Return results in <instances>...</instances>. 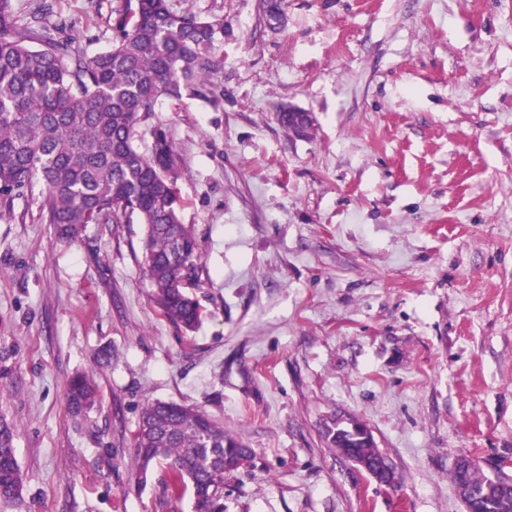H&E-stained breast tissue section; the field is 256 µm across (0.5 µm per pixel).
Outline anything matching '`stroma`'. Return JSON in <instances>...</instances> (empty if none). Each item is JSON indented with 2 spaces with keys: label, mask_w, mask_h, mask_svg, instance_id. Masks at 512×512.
Wrapping results in <instances>:
<instances>
[{
  "label": "stroma",
  "mask_w": 512,
  "mask_h": 512,
  "mask_svg": "<svg viewBox=\"0 0 512 512\" xmlns=\"http://www.w3.org/2000/svg\"><path fill=\"white\" fill-rule=\"evenodd\" d=\"M224 17V99L160 101L200 241L205 318H164L140 224L74 242L16 198L0 220V419L19 500L0 512H191L168 468L139 483L140 412L175 401L255 451L224 512H465L458 456L512 463V0H188ZM125 0H53L110 46ZM316 119L299 139L276 114ZM90 375L99 400L68 407ZM371 430L388 489L319 436ZM97 400V387L86 374L74 376L67 389V401L74 414L80 415L91 408Z\"/></svg>",
  "instance_id": "1"
}]
</instances>
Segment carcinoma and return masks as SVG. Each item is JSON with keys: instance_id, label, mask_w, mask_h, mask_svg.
<instances>
[{"instance_id": "obj_1", "label": "carcinoma", "mask_w": 512, "mask_h": 512, "mask_svg": "<svg viewBox=\"0 0 512 512\" xmlns=\"http://www.w3.org/2000/svg\"><path fill=\"white\" fill-rule=\"evenodd\" d=\"M112 25L111 46L88 53L57 38L43 0H29L23 22L13 0H0V219H13L14 200L42 183L37 221L59 237L77 239L89 224L145 226L143 263L160 313L186 329L202 321L186 288L200 280V243L182 222L176 155L160 129L143 125L162 98L188 91L217 103L224 98V16L179 9L173 0H126ZM272 27L283 21V0H260ZM151 146L142 148L145 135ZM97 400L85 374L74 376L67 401L77 415ZM15 426L0 420V502L20 497ZM324 445L342 459L375 461L366 426L333 417ZM141 472L168 461L167 490L190 494L193 512H224V475L251 463L254 451L205 412L176 402L147 404L134 432ZM471 485L472 512H512V494L482 467L452 472Z\"/></svg>"}]
</instances>
